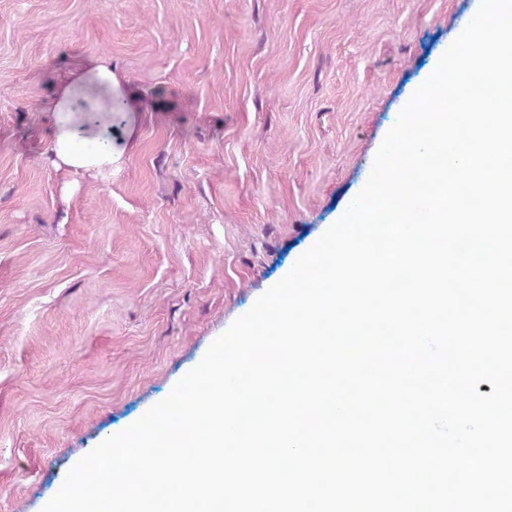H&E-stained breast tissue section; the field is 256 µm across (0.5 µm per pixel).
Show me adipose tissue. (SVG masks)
I'll list each match as a JSON object with an SVG mask.
<instances>
[{
	"instance_id": "1",
	"label": "adipose tissue",
	"mask_w": 512,
	"mask_h": 512,
	"mask_svg": "<svg viewBox=\"0 0 512 512\" xmlns=\"http://www.w3.org/2000/svg\"><path fill=\"white\" fill-rule=\"evenodd\" d=\"M91 95L122 105L126 122L115 137L102 139V127L86 123L82 114L74 112L75 103ZM139 113L137 96L119 79L111 62L101 57L84 60L53 86L49 104L53 166L71 177L111 169L133 141Z\"/></svg>"
}]
</instances>
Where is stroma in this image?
<instances>
[{
	"label": "stroma",
	"mask_w": 512,
	"mask_h": 512,
	"mask_svg": "<svg viewBox=\"0 0 512 512\" xmlns=\"http://www.w3.org/2000/svg\"><path fill=\"white\" fill-rule=\"evenodd\" d=\"M479 5L0 0V512H42L344 215ZM92 55L142 112L68 192L43 117Z\"/></svg>",
	"instance_id": "obj_1"
}]
</instances>
